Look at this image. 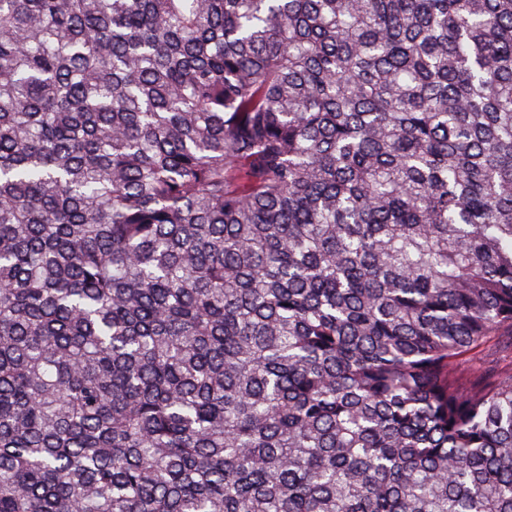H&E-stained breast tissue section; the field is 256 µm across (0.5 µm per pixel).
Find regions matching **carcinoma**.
I'll return each instance as SVG.
<instances>
[{"mask_svg": "<svg viewBox=\"0 0 512 512\" xmlns=\"http://www.w3.org/2000/svg\"><path fill=\"white\" fill-rule=\"evenodd\" d=\"M512 0H0V512H512ZM474 356L473 358H471ZM463 358L460 364L461 372L468 373L475 367L507 368L510 358L506 353L499 352L494 346H484L475 355Z\"/></svg>", "mask_w": 512, "mask_h": 512, "instance_id": "1", "label": "carcinoma"}]
</instances>
